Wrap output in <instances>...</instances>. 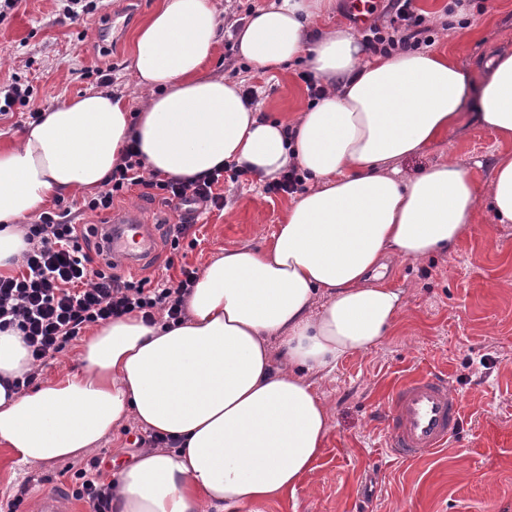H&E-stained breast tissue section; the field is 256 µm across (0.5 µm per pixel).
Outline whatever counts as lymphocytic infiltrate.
<instances>
[{"instance_id":"f902f5d3","label":"lymphocytic infiltrate","mask_w":512,"mask_h":512,"mask_svg":"<svg viewBox=\"0 0 512 512\" xmlns=\"http://www.w3.org/2000/svg\"><path fill=\"white\" fill-rule=\"evenodd\" d=\"M432 29L414 0H393L385 26L365 27L361 36L372 53L417 50L431 45ZM223 169L201 178H172L147 173L137 144H130L101 190L69 202L59 198L53 208L24 225L27 248L18 274L0 276V330H18L33 360L44 363L63 352L84 329L137 311L146 322L155 313L169 320L184 319V298L198 279L197 269L181 267L179 278L129 280L95 265L102 255L101 242L91 241L92 230L80 224L81 216L110 211L115 198L131 188L143 196L161 198L180 218L169 225L167 241L172 251L195 248L197 221L224 207ZM75 495L86 500L91 512H112V489L102 479L99 461H91L74 474Z\"/></svg>"}]
</instances>
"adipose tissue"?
Returning a JSON list of instances; mask_svg holds the SVG:
<instances>
[{
  "instance_id": "1",
  "label": "adipose tissue",
  "mask_w": 512,
  "mask_h": 512,
  "mask_svg": "<svg viewBox=\"0 0 512 512\" xmlns=\"http://www.w3.org/2000/svg\"><path fill=\"white\" fill-rule=\"evenodd\" d=\"M336 0H273L236 36L241 59L276 68L309 56L326 93L296 120L244 103L240 83L208 71L212 0H163L134 39L149 92L129 112L89 93L44 111L0 146V275L26 248L23 219L51 194L101 188L130 141L148 171L200 176L224 164L275 180L297 165L309 184L263 250L225 248L185 298L179 324L130 313L83 342L80 368L27 392L35 369L18 332L0 331V447L38 466L92 452L126 419L176 440L112 471L117 512H244L295 493L329 433L317 391L344 357L377 347L405 306L383 280L389 256L453 253L478 189L452 163L415 177L399 163L460 127L467 78L429 49L367 55L350 30L319 28ZM472 118L512 140V55L490 58ZM512 223V157L489 188Z\"/></svg>"
}]
</instances>
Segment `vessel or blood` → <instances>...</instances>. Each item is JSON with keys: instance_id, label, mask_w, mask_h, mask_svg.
<instances>
[{"instance_id": "obj_1", "label": "vessel or blood", "mask_w": 512, "mask_h": 512, "mask_svg": "<svg viewBox=\"0 0 512 512\" xmlns=\"http://www.w3.org/2000/svg\"><path fill=\"white\" fill-rule=\"evenodd\" d=\"M109 255L130 264L151 256L156 240L149 224L136 212L116 217L114 225L100 228ZM385 446L400 460L421 457L446 447L459 434L462 423L461 398L446 374L428 372L398 385L382 412ZM76 503L62 488H50L35 496L27 512H74Z\"/></svg>"}]
</instances>
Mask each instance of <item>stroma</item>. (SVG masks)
Returning <instances> with one entry per match:
<instances>
[{"instance_id":"35a3bbf8","label":"stroma","mask_w":512,"mask_h":512,"mask_svg":"<svg viewBox=\"0 0 512 512\" xmlns=\"http://www.w3.org/2000/svg\"><path fill=\"white\" fill-rule=\"evenodd\" d=\"M161 2L102 0L98 15L72 23L62 18L61 0H20L0 17V85L15 76L27 79L35 107L45 110L96 91L87 70L112 67L117 76L112 93L130 111H140L146 93L133 76L134 37ZM269 2L212 0L220 21L212 66L225 78L257 86L259 110L288 121L310 104L301 78L311 69L309 61L276 70L245 69L235 47L247 7ZM452 3L416 0L434 30V50L449 55L467 74L473 88L467 109L474 112L485 62L512 51V0H468L465 17L456 21L448 16ZM113 15L124 23L115 42L101 36ZM511 154L512 142L472 122L401 162L408 177L442 162L465 171L479 189L473 224L452 255L417 264L390 259L385 281L407 292L396 327L378 347L346 356L319 381L330 430L316 469L288 500L263 506L262 512H512V224L498 223L485 190L496 160ZM224 195L223 210L196 224L198 245L176 256L163 243L175 218L161 201L141 197L136 187L115 199L113 212L140 211L159 241L152 258L136 266L119 264L118 274L154 280L165 275L170 259L201 269L224 247H262L292 203L291 196L265 193L250 174L225 184ZM486 354L496 359L489 372L480 365ZM430 371L446 373L456 383L463 429L446 449L394 460L385 454L379 412L396 382ZM145 433L132 418L113 430L97 451L102 469L132 462L143 450L137 439ZM86 463L80 457L20 469L0 447V501L18 496L28 501L45 488H70L66 469Z\"/></svg>"}]
</instances>
